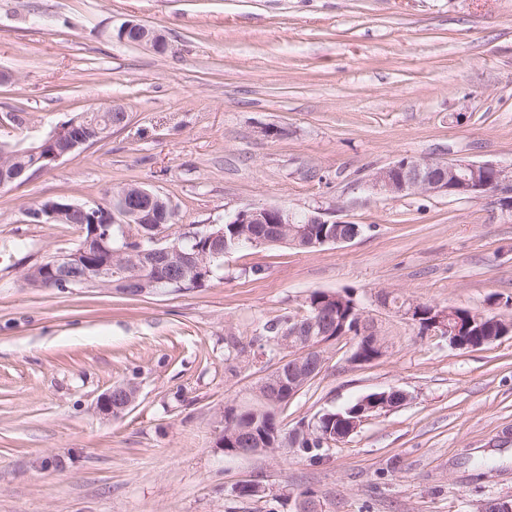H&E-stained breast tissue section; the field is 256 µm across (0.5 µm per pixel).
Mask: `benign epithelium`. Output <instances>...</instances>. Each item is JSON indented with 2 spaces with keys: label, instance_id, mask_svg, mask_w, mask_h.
<instances>
[{
  "label": "benign epithelium",
  "instance_id": "benign-epithelium-1",
  "mask_svg": "<svg viewBox=\"0 0 512 512\" xmlns=\"http://www.w3.org/2000/svg\"><path fill=\"white\" fill-rule=\"evenodd\" d=\"M121 37L124 41L134 42L152 49L164 52L168 48L165 36L158 30L136 21H127L122 25ZM108 129H95L85 136L82 131L70 125H58L42 145H32L26 154L33 157V163H42L47 169L64 157L90 145V140L105 137ZM365 190L372 195L394 197L396 195H443L448 197L474 199L489 193L502 195V205L512 209V167L504 168L489 163H477L467 160L442 162L414 157H402L389 166L379 169L368 176L364 185ZM159 196L154 190L144 185L120 186L110 191L109 201L101 204L104 218L110 223L129 224L133 219H140L153 214ZM86 215L85 206L64 201L58 204L49 202L48 207L37 215V220L47 224L64 214ZM232 224H299L298 234H308V224H325L327 220L320 210H312L303 216L279 208L253 207L238 211L230 220ZM356 236H342L338 233L322 235L313 238L308 246L319 248L328 244H347ZM112 237L105 233L99 240L97 254L104 256L101 261H91L92 255L81 259V253L71 252L56 256L45 268L46 284L64 286L70 282L79 283V279H90L92 274H100L106 268H112ZM342 298L333 293H327V299L313 306V315L322 317V323L327 330L338 329V335L345 334L348 318L337 314L334 303ZM456 308H441L434 306L430 310V321L423 324L422 333L448 337L449 344L457 349H463L467 342L461 332L460 324L452 321ZM359 334L363 335L364 343L359 345L353 354L357 362L373 361L383 355L385 343L381 336L374 334L364 319L358 320ZM327 341L321 340L314 344L312 350L316 355L307 360H297L290 364L281 361L269 373L268 379L262 384L259 396L267 409L262 411L266 416H272L269 407L280 405L295 397L305 386V380L323 368L325 359L323 347ZM384 399V410H392L404 404L408 395L399 390L384 391L376 395ZM134 398L126 394L123 387L109 389L98 401V413L104 417H116L123 414L133 404ZM280 441L278 431L270 428L264 432L246 431L241 438V446L224 450V453L235 456H248L258 452H274Z\"/></svg>",
  "mask_w": 512,
  "mask_h": 512
}]
</instances>
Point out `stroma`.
<instances>
[{
  "mask_svg": "<svg viewBox=\"0 0 512 512\" xmlns=\"http://www.w3.org/2000/svg\"><path fill=\"white\" fill-rule=\"evenodd\" d=\"M129 20L167 50L120 41ZM1 72L2 141L112 105L128 120L0 188V512H297L306 490L319 512L512 500V334L459 350L375 301L387 289L512 316V211L364 189L405 156L512 164V0H0ZM130 181L171 201L176 234L253 206L365 232L228 254L191 292L30 286L26 270L82 230L27 209ZM316 290L352 293L387 349L357 362L353 335L328 342L283 427L392 388L407 403L312 455L225 454V409L260 407L275 367L257 354L265 323ZM121 382L134 404L99 415Z\"/></svg>",
  "mask_w": 512,
  "mask_h": 512,
  "instance_id": "stroma-1",
  "label": "stroma"
}]
</instances>
